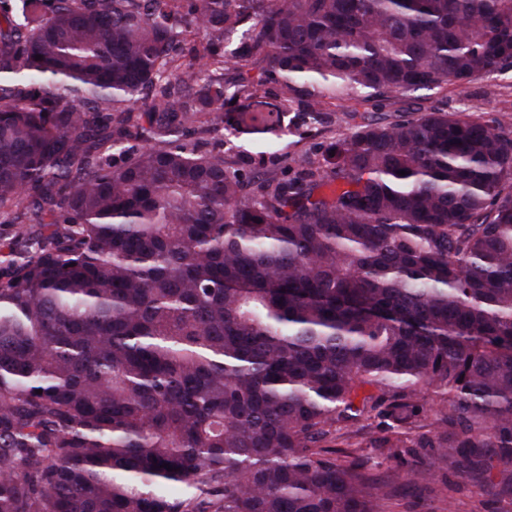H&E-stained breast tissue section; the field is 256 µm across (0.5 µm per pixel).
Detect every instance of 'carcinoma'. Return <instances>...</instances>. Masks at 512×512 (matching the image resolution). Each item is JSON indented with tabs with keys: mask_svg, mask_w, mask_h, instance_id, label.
<instances>
[{
	"mask_svg": "<svg viewBox=\"0 0 512 512\" xmlns=\"http://www.w3.org/2000/svg\"><path fill=\"white\" fill-rule=\"evenodd\" d=\"M509 71L512 0H0V220L53 224L0 276V512H381L337 449L428 388L419 447L512 497V133L343 112L251 196L174 144ZM419 405L424 406L422 416L426 419L424 422L426 424L433 422L436 417H439L446 411L444 397L435 389L422 392L419 396Z\"/></svg>",
	"mask_w": 512,
	"mask_h": 512,
	"instance_id": "cac0c4a2",
	"label": "carcinoma"
}]
</instances>
